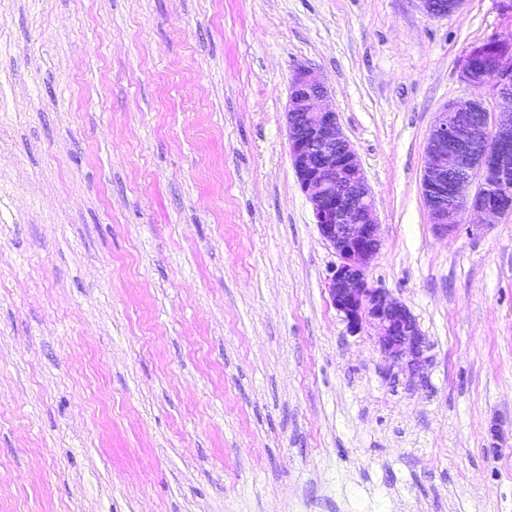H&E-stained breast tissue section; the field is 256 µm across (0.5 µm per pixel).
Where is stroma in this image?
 <instances>
[{
    "mask_svg": "<svg viewBox=\"0 0 512 512\" xmlns=\"http://www.w3.org/2000/svg\"><path fill=\"white\" fill-rule=\"evenodd\" d=\"M498 0H0V512H512V217L422 195ZM314 68L361 162L393 373L289 156Z\"/></svg>",
    "mask_w": 512,
    "mask_h": 512,
    "instance_id": "obj_1",
    "label": "stroma"
}]
</instances>
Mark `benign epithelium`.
I'll return each instance as SVG.
<instances>
[{
    "instance_id": "obj_1",
    "label": "benign epithelium",
    "mask_w": 512,
    "mask_h": 512,
    "mask_svg": "<svg viewBox=\"0 0 512 512\" xmlns=\"http://www.w3.org/2000/svg\"><path fill=\"white\" fill-rule=\"evenodd\" d=\"M462 2L422 0L426 12L437 17L458 11ZM468 56L480 58L481 69L462 70L463 80L489 89L496 108L480 98L449 104L430 131L422 194L436 231L448 236L459 230L466 213L488 219L512 214V38L483 43ZM286 120L292 166L319 234L337 258L327 282L332 304L351 332H375L386 361L418 374L429 345L410 309L366 281L381 247L374 201L314 69L294 71Z\"/></svg>"
}]
</instances>
